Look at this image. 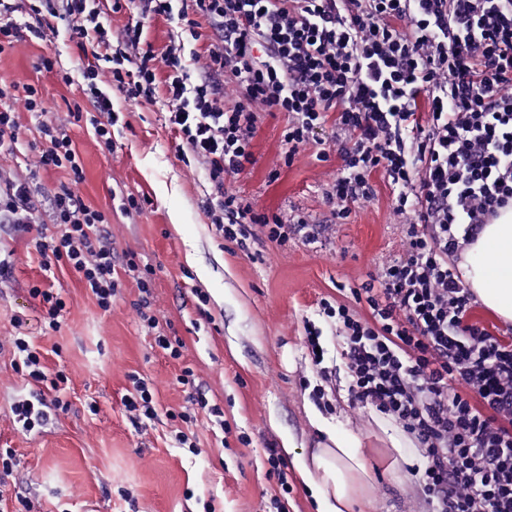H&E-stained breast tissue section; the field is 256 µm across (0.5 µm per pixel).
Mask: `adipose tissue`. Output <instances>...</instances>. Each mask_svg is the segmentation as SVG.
<instances>
[{
  "mask_svg": "<svg viewBox=\"0 0 512 512\" xmlns=\"http://www.w3.org/2000/svg\"><path fill=\"white\" fill-rule=\"evenodd\" d=\"M459 266L483 305L512 320V213L484 225L478 238L462 250ZM300 477L316 491L318 512H352L357 499L368 496L372 488L358 443L338 434L329 436L301 467Z\"/></svg>",
  "mask_w": 512,
  "mask_h": 512,
  "instance_id": "obj_1",
  "label": "adipose tissue"
}]
</instances>
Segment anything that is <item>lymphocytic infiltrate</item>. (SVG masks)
<instances>
[{
	"instance_id": "f902f5d3",
	"label": "lymphocytic infiltrate",
	"mask_w": 512,
	"mask_h": 512,
	"mask_svg": "<svg viewBox=\"0 0 512 512\" xmlns=\"http://www.w3.org/2000/svg\"><path fill=\"white\" fill-rule=\"evenodd\" d=\"M111 10L128 13L122 28L99 0H0V53L63 23L92 55L66 124H85L111 152L113 95L135 103L164 84L168 124L210 184L204 210L242 246L259 227L272 240L311 231L299 210L266 213L224 186L256 162L259 113L285 114V163L309 146L321 161L337 155L323 192L330 223L371 201L383 178L404 252L352 289V302L321 303L351 401L415 440L411 512H512V332L473 317L458 270L464 246L512 208V0H112ZM160 17L178 32L159 51L145 31ZM22 111L38 118L28 157ZM63 126L35 85L0 88V156L68 175L39 191L0 171V224L30 234L45 276L75 272L102 310L124 271L149 296V275L117 256L108 216L80 195L83 166ZM45 220L52 234L39 230ZM11 347L17 372L62 407L65 373L47 375L27 335Z\"/></svg>"
}]
</instances>
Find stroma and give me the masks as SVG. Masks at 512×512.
I'll return each mask as SVG.
<instances>
[{"label":"stroma","mask_w":512,"mask_h":512,"mask_svg":"<svg viewBox=\"0 0 512 512\" xmlns=\"http://www.w3.org/2000/svg\"><path fill=\"white\" fill-rule=\"evenodd\" d=\"M49 51L59 54L62 71L77 72L82 63L61 29L1 53L0 86L39 83L47 108L61 119L83 93L80 82L64 83L61 72L36 71ZM114 107L121 113L116 152L86 129L65 131L83 162L85 202L111 217L118 253L153 271L149 305L141 307L127 277L111 311H103L66 270L54 282L66 301L61 326L42 333L41 307L29 296L43 278L40 258L28 248V235L0 227V254L14 264L0 285V449H13L16 460L1 493L25 498L29 512H271L279 487L266 451L276 448L288 478V512H317L299 470L337 432L358 439L371 471L373 491L354 512H409L415 487L407 464L391 450L385 417L352 406L339 340L320 307L321 300L344 299L345 289L360 287L402 254L405 229L394 220L388 187L379 185L374 201L316 239L292 232L286 242L263 239L244 249L207 216L210 185L180 151L161 100L131 105L118 97ZM284 123L282 113H259L256 163L225 185L260 210L294 207L321 222L327 212L321 189L338 161H317L309 147L285 165ZM130 194L149 198L143 213H123L121 199ZM190 253L195 263L187 262ZM149 315L156 328H148ZM310 326L321 333L319 367L305 347ZM21 332L40 348L49 371L63 370L70 379L66 409L54 410L32 432L17 428L11 411L29 391L10 345ZM159 335L183 343L180 360L156 345ZM185 368L192 373L186 385L178 381ZM135 375L155 390L154 419L123 403ZM198 391L223 411V424L194 410L190 397ZM186 411L195 412L193 423L182 422ZM181 430L191 432L196 452L176 442Z\"/></svg>","instance_id":"stroma-1"}]
</instances>
